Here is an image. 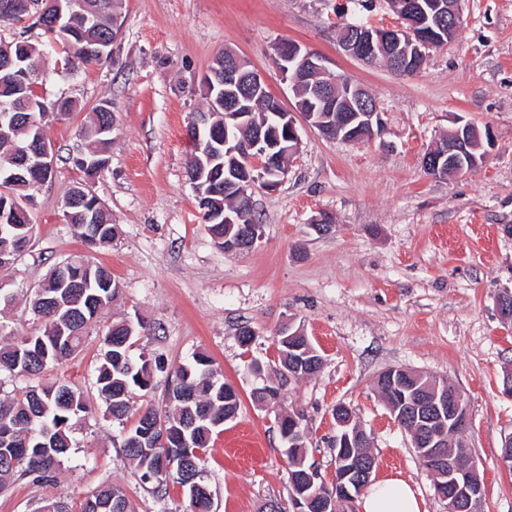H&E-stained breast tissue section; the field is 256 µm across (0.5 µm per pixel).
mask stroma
I'll return each mask as SVG.
<instances>
[{
	"label": "stroma",
	"mask_w": 512,
	"mask_h": 512,
	"mask_svg": "<svg viewBox=\"0 0 512 512\" xmlns=\"http://www.w3.org/2000/svg\"><path fill=\"white\" fill-rule=\"evenodd\" d=\"M123 29L113 63L73 64L55 71L63 54L39 29L0 20V38L23 35L41 48L48 98L65 96L79 109L49 117L48 139L58 158L37 193L35 232L10 269L15 301L0 321L31 331V291L51 268L83 252L62 220L64 199L79 175L71 163L85 145L84 118L109 100L116 128L111 164L91 184L116 226L94 261L122 286L110 316L139 318L150 330L135 352L161 357L147 396L135 408H168V384L195 351L207 352L237 390L238 416L224 423L203 453L211 512H263L277 503L293 512L287 443L278 417L304 414L309 458L325 479L335 471L331 410L343 404L370 431L374 477L399 475L423 512H447L411 440L375 390L394 366L447 379L471 417L468 445L483 477L484 512H512V472L500 462L512 433V397L503 372L512 367V325L497 311L498 293L512 288V0H464L455 38L430 51L420 73L400 77L384 64H366L339 47L340 24L361 17L394 22L390 0H121ZM293 40L336 63L338 73L376 100L384 126L372 140L348 144L300 126L298 159L273 191L253 189L262 223L251 249L224 251L205 231L187 161L195 149L187 126L204 103L200 81L230 49L260 71L285 107L295 100L274 46ZM489 127L492 143L477 168L451 178L425 173L424 154L455 118ZM334 221L318 234L320 214ZM304 330L324 358L316 375H282L276 335L285 322ZM255 331L249 347L242 326ZM101 348L91 331L82 351L42 375L46 382L83 386L91 412L72 432V448L53 479L17 478L0 492V512H36L58 497L80 505L119 486L135 512H187L178 484L157 494L142 483L120 448L118 422L106 417L94 387ZM281 387L282 404L260 405L254 391Z\"/></svg>",
	"instance_id": "obj_1"
}]
</instances>
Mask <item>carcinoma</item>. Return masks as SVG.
<instances>
[{"instance_id": "obj_1", "label": "carcinoma", "mask_w": 512, "mask_h": 512, "mask_svg": "<svg viewBox=\"0 0 512 512\" xmlns=\"http://www.w3.org/2000/svg\"><path fill=\"white\" fill-rule=\"evenodd\" d=\"M424 7L427 24L436 31L448 30V17H438L434 0H418ZM63 25L67 32L56 40L68 46L70 56L86 66L102 65L110 57L99 58L84 52L91 42L101 38L112 40V14L119 0H62ZM8 51L14 59L16 76L0 73V209L21 210L14 223H0V280L23 255L33 238L34 225L27 218L28 202L35 200L38 188L30 182L27 170L23 177H11L17 168L16 159L30 153L36 141L46 136L45 118L49 113L70 114L75 103L68 98L48 102L35 93L33 85L40 83L44 73L43 53L26 39L0 40V53ZM200 85L206 88V110L196 113L188 127V135L196 142L194 153L187 162L190 182L202 188L207 199V213L201 216L205 230L219 246H224V233L231 225L224 215L237 216L243 224H254L251 204L231 194L211 190L213 181L233 176L234 159L222 155L224 147V110L219 102L226 96L241 93V89L224 87V61L215 58ZM246 111L254 113L257 122L279 124L274 111L257 99L244 102ZM115 116L112 104L105 101L85 117L82 136L87 149L81 157L88 160L82 169L81 181L88 184L105 171L110 159V146ZM67 225L70 231L89 249L112 241L115 225L102 201L91 196L84 203L69 209ZM122 292L112 273L92 262L86 255H74L53 267L34 289L30 310L40 325L24 336L16 335L11 327L0 322V371L37 381L35 385L6 401H0V434L10 431L13 443H0V490L8 487L16 476H32L47 480L63 464L72 447L71 428L74 422L89 413L83 388L62 382L40 383V375L48 368L63 364L78 352L89 330L99 325L108 314L112 302ZM145 326L139 319L124 317L105 323L102 330V353L96 368L95 385L105 405V413L116 421H124L131 412L135 396L147 395L153 386L155 371L161 369L157 360L133 354V345ZM167 397L172 410L160 413L147 407L138 412L137 423L122 429L121 448L136 465L140 480L159 487L168 480H180L191 466L201 465L198 451L209 447L214 431L226 418L237 415L240 406L236 390L224 382L214 368L213 359L205 352L193 354L192 360L175 372L168 386ZM159 421L164 430L154 434L157 446L141 447L144 422ZM303 423V416L288 412L280 425V434L288 442L291 465V497L317 491L342 498V477L363 461L375 465L371 448L353 445L336 448L335 478L338 482L323 487L317 479L318 470L306 463L307 435L305 427L292 429V423ZM79 512H134L124 492L109 486L80 504Z\"/></svg>"}]
</instances>
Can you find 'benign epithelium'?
I'll use <instances>...</instances> for the list:
<instances>
[{
    "label": "benign epithelium",
    "instance_id": "1",
    "mask_svg": "<svg viewBox=\"0 0 512 512\" xmlns=\"http://www.w3.org/2000/svg\"><path fill=\"white\" fill-rule=\"evenodd\" d=\"M444 9L448 12V33H453L463 20V0H443ZM419 9L415 0H409L403 13L390 25L362 27L353 35L340 38L343 50L351 57L369 63L379 56L391 60L397 71L407 76L410 72L408 55L405 47L413 46L421 56L439 46L443 38L432 30L421 29V24L410 22L405 16ZM277 60L280 67L295 68L292 89L312 78L318 79L313 85V95L321 102H330L336 98V93L345 94L348 111L355 113L352 121L357 127L349 130L345 136H336L348 143H357L356 131L364 128L372 136L382 131L380 113L377 105L364 101L362 90L344 82L343 77L329 66V60L321 53L309 49L298 42L285 41L277 47ZM280 110L279 119L284 122L285 138H280L279 132L261 135L256 132L249 138L230 139L229 129L245 130L249 126L250 114L238 111L240 100L224 99V150L229 155L239 156L244 165V175L238 181L228 180L224 187L244 198L248 189L257 180L255 172L272 170L273 164L281 157L294 161L300 153L301 139L297 123L302 121L307 126L317 129L321 134L334 133V125L326 124V116L318 114L320 108L310 109L297 107L286 109L280 100H275ZM453 136L448 141L437 144L423 158V166L428 174L435 177L445 176L446 168L454 167L463 158L471 161V166L479 165V160L470 155L472 149L468 136L462 131L469 123L458 118L454 121ZM35 164L39 167L54 168L55 149L53 144L45 140L35 155ZM257 239L251 226H242L238 235L224 245L226 251H241ZM462 397L448 391V387H440L435 383L428 392L414 393L401 397L397 406H388L395 421L410 435L412 444L432 456L438 465L440 479L435 481L437 495L448 502V512H482L484 495L483 481L479 478L478 468L474 460L463 464L447 450L448 434L456 433L467 436L469 430V414L462 410ZM181 487L193 498L207 491L204 484V473L197 470L186 475ZM306 505L317 512H337V501L333 496L317 493ZM304 505V506H306ZM304 506L295 502L297 512H302Z\"/></svg>",
    "mask_w": 512,
    "mask_h": 512
}]
</instances>
